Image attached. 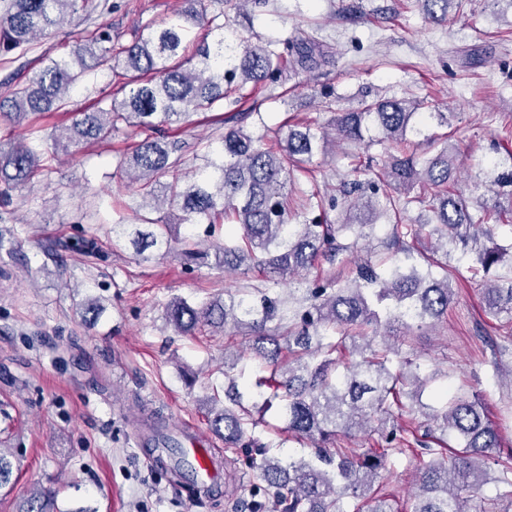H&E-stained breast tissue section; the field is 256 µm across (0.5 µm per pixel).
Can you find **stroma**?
I'll return each mask as SVG.
<instances>
[{
    "label": "stroma",
    "mask_w": 512,
    "mask_h": 512,
    "mask_svg": "<svg viewBox=\"0 0 512 512\" xmlns=\"http://www.w3.org/2000/svg\"><path fill=\"white\" fill-rule=\"evenodd\" d=\"M94 20L112 33L113 49L131 44L152 21L173 18L180 0H107ZM224 33L284 42L317 34L333 59L310 73L283 75L284 95L257 89L248 107L262 119L245 129L288 123L324 126L334 113L356 109L362 96L415 98L430 112L454 113L455 138L468 164L503 162L512 150V7L505 0H473L431 23L420 0H267L252 17L228 10ZM80 24L64 26L27 50L0 53V99L27 83L45 56L72 49ZM121 71L84 77L66 109L38 117L45 132L69 127L77 112L109 106L125 94ZM140 136L119 124L111 138L80 152L61 153L33 187L0 201V448L13 455L0 512H19L33 490L55 491L61 512H235L256 484L247 449H227L210 431L206 396L224 382L225 352L240 350L246 328L212 337L181 336L167 325L173 297L191 302L223 297L242 286L287 297L273 276L225 275L213 261L144 262L131 247L113 245L115 218L133 220L139 202L121 182L118 161ZM361 147L342 143L316 154L312 176L328 192L350 170ZM454 300L447 321L395 337L402 355L427 372L447 374L453 394L479 397L512 445V390L500 385L493 362L512 369V334L486 314L484 274L468 255L455 254ZM104 307L94 324L83 305ZM176 439L199 430L229 467L220 507L171 482L175 460L146 427ZM418 454L389 465L375 490L410 512Z\"/></svg>",
    "instance_id": "obj_1"
}]
</instances>
